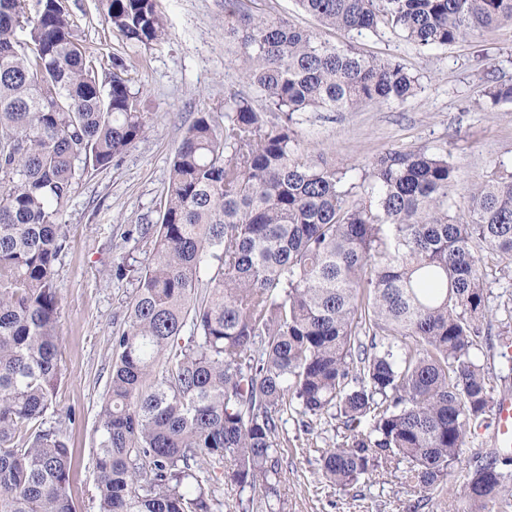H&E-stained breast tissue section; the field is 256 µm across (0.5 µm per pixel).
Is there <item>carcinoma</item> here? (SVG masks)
Returning a JSON list of instances; mask_svg holds the SVG:
<instances>
[{
    "label": "carcinoma",
    "mask_w": 512,
    "mask_h": 512,
    "mask_svg": "<svg viewBox=\"0 0 512 512\" xmlns=\"http://www.w3.org/2000/svg\"><path fill=\"white\" fill-rule=\"evenodd\" d=\"M99 2L131 46L163 39L158 0ZM295 3L325 29L383 21L429 49L512 24V0ZM224 34L265 104L227 96L220 127L199 113L160 222L136 228L152 247L97 425L98 512H218L221 481L250 492L242 512H275L276 437L293 402L303 427L334 409L351 432L322 457L334 485L385 466L441 493L498 404L477 356L490 341L479 252L512 270V173L476 180L459 218L448 158L391 149L352 200L346 172L298 144L299 115L403 102L418 79L243 0H224ZM111 67L101 79L61 0H0V512H76L72 452L43 428L60 375L58 218L77 180L150 122L130 86L136 61ZM485 96L512 102V80H487ZM504 311L497 340L511 347ZM511 464L496 451L475 461L460 512H512Z\"/></svg>",
    "instance_id": "cac0c4a2"
}]
</instances>
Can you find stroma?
Wrapping results in <instances>:
<instances>
[{
    "label": "stroma",
    "instance_id": "1",
    "mask_svg": "<svg viewBox=\"0 0 512 512\" xmlns=\"http://www.w3.org/2000/svg\"><path fill=\"white\" fill-rule=\"evenodd\" d=\"M274 16L350 41L366 57L392 58L417 77L419 89L403 102L372 104L352 112H306L296 127L301 146L316 160L347 173L352 199L364 197L367 163L392 148L446 154L457 169L458 196L494 166L512 171V104L490 105L483 90L488 75L512 77V25L442 48L422 49L381 26L343 34L320 29L294 0H265ZM79 39L101 58L126 55L125 40L105 21L98 0H65ZM166 33L155 46L138 48L133 90L141 91L151 126L118 161L84 174L60 222L65 243L56 261L60 297V372L55 402L45 426L73 453V498L77 512H98L95 429L108 396L113 339L124 327L125 305L137 287L135 272L149 243L132 230L160 218L171 160L189 124L201 112H222L233 91H249L240 60L224 44V0H158ZM489 319L499 324L500 304L512 296V272L483 253ZM126 267L127 278L114 276ZM346 431L334 414L304 430L296 410L279 423L277 455L280 499L276 512H456L465 467L451 471L444 494L421 500V492L388 471L363 479L350 491L328 482L320 470L324 451L343 442Z\"/></svg>",
    "mask_w": 512,
    "mask_h": 512
}]
</instances>
